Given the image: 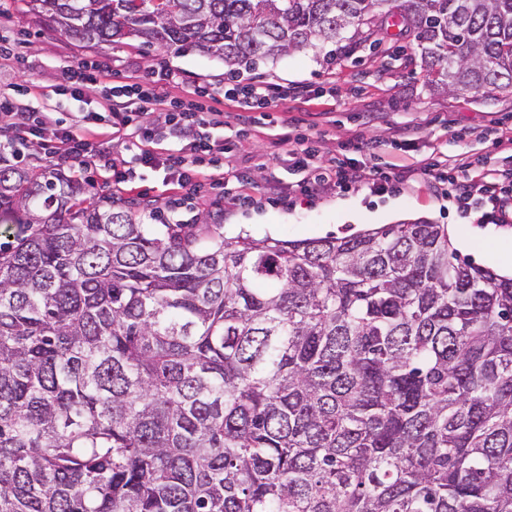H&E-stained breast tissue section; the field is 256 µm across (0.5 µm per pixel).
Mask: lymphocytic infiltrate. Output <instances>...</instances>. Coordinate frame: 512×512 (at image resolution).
Returning a JSON list of instances; mask_svg holds the SVG:
<instances>
[{
    "label": "lymphocytic infiltrate",
    "mask_w": 512,
    "mask_h": 512,
    "mask_svg": "<svg viewBox=\"0 0 512 512\" xmlns=\"http://www.w3.org/2000/svg\"><path fill=\"white\" fill-rule=\"evenodd\" d=\"M118 66L98 59L83 60L64 66L61 83L55 84L56 96L82 97L84 91L95 90L99 100L95 110L73 112L66 117L24 104L28 85H20L18 94L0 95V128L11 135L0 141V154L14 152L16 146L32 145L44 150L56 166L75 165L81 168L100 165L106 186L122 189L134 183L141 168L160 169L179 194L167 207L169 223H179L182 212L193 211L201 195L230 199V182L237 180L235 170L220 167L231 143L220 131L227 122L215 102L228 99L246 112L269 111L283 100L282 86L264 82H242L231 78L222 84L197 83L193 94L211 100L208 108L184 109L165 99L160 88L179 85L182 74L160 63L146 68L130 80L113 83ZM122 141L126 156H111L108 148ZM171 143V150L158 151V144ZM306 136L296 138L289 150L295 167L303 177L295 185L296 193L309 195L320 190L348 191L353 183L342 163L321 164L306 145ZM472 166L468 156L455 160L440 157L423 163L422 169L431 186L441 194L454 197L459 207L491 206L498 222L512 217V174H494L477 182L465 180Z\"/></svg>",
    "instance_id": "obj_1"
}]
</instances>
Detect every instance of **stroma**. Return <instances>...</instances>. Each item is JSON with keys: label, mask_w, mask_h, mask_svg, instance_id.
<instances>
[{"label": "stroma", "mask_w": 512, "mask_h": 512, "mask_svg": "<svg viewBox=\"0 0 512 512\" xmlns=\"http://www.w3.org/2000/svg\"><path fill=\"white\" fill-rule=\"evenodd\" d=\"M20 30L33 35L34 47L23 71L1 67L0 93L19 81L39 88L58 79L61 66L87 57L127 59L130 69L144 70L163 62L178 67L185 82L165 88L167 98L193 103L190 85L205 79L223 82L229 69L222 60L199 52L174 53L143 49L137 42L84 48L60 32L37 31L28 16L13 10L0 16V33ZM360 43L348 38L295 50L244 71V78L294 85L295 91L275 110L258 113L256 128L238 137L223 163L237 170L233 194L252 197L254 206H225L218 222L225 235L244 232L256 238L277 225V239L346 237L358 229L425 220L455 226L471 242L462 258L497 268L499 256L512 250V223L496 225L486 210L462 212L453 200L438 196L420 175L407 174L398 191H324L315 198H298L292 207L264 203L266 179L288 189L301 174L288 160L280 137L308 135L319 162L342 161L350 174L364 178L372 166L408 165L441 153H468L475 172L512 169V155L496 145L512 133V93L479 91L436 92L428 87L413 27L381 29L379 21L362 28ZM139 190L158 199L173 195L162 173L145 168ZM139 190L116 192L104 185L89 188L100 206L131 211L141 223L160 228L164 211L139 208Z\"/></svg>", "instance_id": "1"}]
</instances>
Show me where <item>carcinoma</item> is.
<instances>
[{"mask_svg": "<svg viewBox=\"0 0 512 512\" xmlns=\"http://www.w3.org/2000/svg\"><path fill=\"white\" fill-rule=\"evenodd\" d=\"M235 73L385 7L446 92L512 90V0H23ZM0 164V512H512V277L443 224L152 232Z\"/></svg>", "mask_w": 512, "mask_h": 512, "instance_id": "obj_1", "label": "carcinoma"}]
</instances>
